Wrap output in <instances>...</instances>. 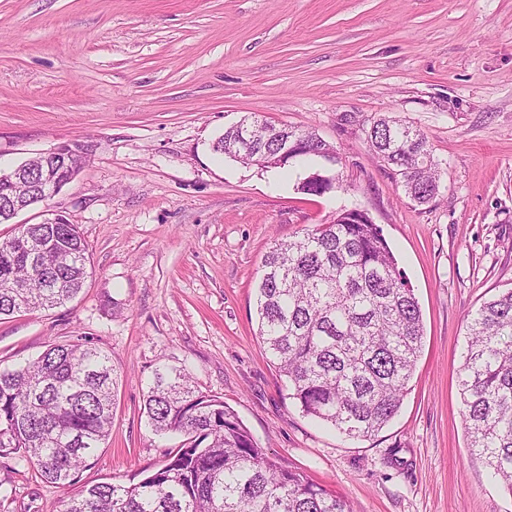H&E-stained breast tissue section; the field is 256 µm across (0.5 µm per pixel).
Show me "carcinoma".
Segmentation results:
<instances>
[{
	"label": "carcinoma",
	"mask_w": 512,
	"mask_h": 512,
	"mask_svg": "<svg viewBox=\"0 0 512 512\" xmlns=\"http://www.w3.org/2000/svg\"><path fill=\"white\" fill-rule=\"evenodd\" d=\"M278 138L253 141L224 130L216 152L271 167L294 147L285 168L308 160L338 161L336 149ZM370 149L400 175L419 205L438 190L424 134L393 117L374 120ZM341 187L339 174L311 173L297 190L320 196ZM88 277L78 227L24 224L0 243V317L52 309L73 298ZM258 336L303 413L353 438H371L397 414L423 339L422 314L382 228L344 210L328 224L274 243L255 284ZM467 352L459 390L468 447L512 492V290L467 319ZM118 373L89 342L56 344L38 358L0 369V456L17 454L44 481L76 484L112 427ZM157 434L182 444L136 483L85 485L60 512H351L347 501L303 473L270 458L224 400L195 389L185 370L155 369L144 404Z\"/></svg>",
	"instance_id": "obj_1"
}]
</instances>
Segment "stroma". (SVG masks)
<instances>
[{
  "label": "stroma",
  "instance_id": "stroma-1",
  "mask_svg": "<svg viewBox=\"0 0 512 512\" xmlns=\"http://www.w3.org/2000/svg\"><path fill=\"white\" fill-rule=\"evenodd\" d=\"M383 115L425 135L428 204L370 151ZM251 117L334 146L342 187L306 195L308 168L213 151ZM74 142L90 147L78 172L0 241L63 215L91 276L62 306L1 319L0 367L84 338L111 357L112 429L80 484L129 482L180 444L144 411L168 363L354 512H512L458 394L468 315L512 289V0H0V170ZM353 207L382 227L424 326L399 412L366 440L288 398L254 316L273 240ZM72 493L0 456V512H60Z\"/></svg>",
  "mask_w": 512,
  "mask_h": 512
}]
</instances>
